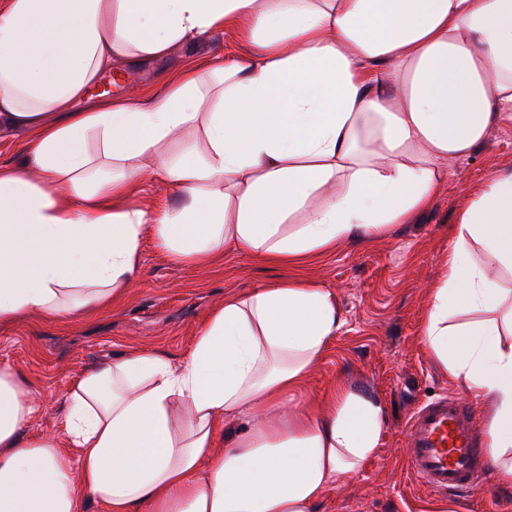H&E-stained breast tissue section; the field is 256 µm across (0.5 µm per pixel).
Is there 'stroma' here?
<instances>
[{
    "label": "stroma",
    "mask_w": 512,
    "mask_h": 512,
    "mask_svg": "<svg viewBox=\"0 0 512 512\" xmlns=\"http://www.w3.org/2000/svg\"><path fill=\"white\" fill-rule=\"evenodd\" d=\"M242 47L227 27L197 44L173 47L166 59L112 74L97 89L135 98L160 73L220 61ZM500 170H512V121L495 125L485 142L451 162L429 207L409 223L340 242L294 267L231 249L201 264L179 263L145 236L138 274L111 308L0 323V368L16 372L38 404L29 434H62L72 386L100 361L140 349L180 362L226 295L297 276L331 291L345 324L305 387L289 394V404L318 402L343 379L385 408L380 448L337 482L316 512H512V489L501 488L494 472L480 475L470 490L441 496L417 482L407 464L411 414L431 398L464 395L427 350L421 322L431 286L445 270L457 212Z\"/></svg>",
    "instance_id": "35a3bbf8"
}]
</instances>
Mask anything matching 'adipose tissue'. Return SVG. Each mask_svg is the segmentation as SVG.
Listing matches in <instances>:
<instances>
[{
    "label": "adipose tissue",
    "instance_id": "ef3b65f1",
    "mask_svg": "<svg viewBox=\"0 0 512 512\" xmlns=\"http://www.w3.org/2000/svg\"><path fill=\"white\" fill-rule=\"evenodd\" d=\"M236 27L247 49L142 98L87 93L113 68ZM512 112V0H0V323L104 309L153 235L177 261L233 248L283 265L407 223L450 161ZM198 126L208 148L168 155ZM177 203H132L144 173ZM299 223H292L294 214ZM512 170L455 218L423 336L487 402L512 488ZM343 325L296 277L228 295L180 363L129 350L86 371L64 437H33L0 368V512H314L380 447L384 407L340 381L330 410L286 407ZM26 135L22 131L0 130V164L15 163L20 158Z\"/></svg>",
    "mask_w": 512,
    "mask_h": 512
}]
</instances>
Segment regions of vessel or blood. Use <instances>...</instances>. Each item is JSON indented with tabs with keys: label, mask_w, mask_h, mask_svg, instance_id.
Wrapping results in <instances>:
<instances>
[{
	"label": "vessel or blood",
	"mask_w": 512,
	"mask_h": 512,
	"mask_svg": "<svg viewBox=\"0 0 512 512\" xmlns=\"http://www.w3.org/2000/svg\"><path fill=\"white\" fill-rule=\"evenodd\" d=\"M409 465L426 486L440 493L468 488L488 465L474 442L467 407L448 397L437 398L410 417Z\"/></svg>",
	"instance_id": "1"
}]
</instances>
